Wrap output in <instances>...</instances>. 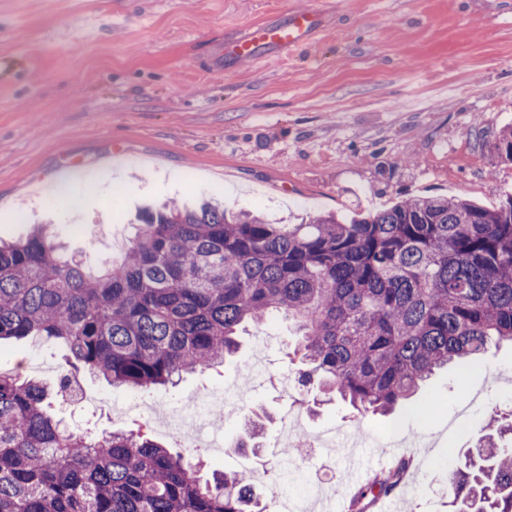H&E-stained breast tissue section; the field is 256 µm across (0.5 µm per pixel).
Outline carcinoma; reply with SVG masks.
I'll return each mask as SVG.
<instances>
[{"instance_id":"1","label":"carcinoma","mask_w":512,"mask_h":512,"mask_svg":"<svg viewBox=\"0 0 512 512\" xmlns=\"http://www.w3.org/2000/svg\"><path fill=\"white\" fill-rule=\"evenodd\" d=\"M492 150L512 163V130ZM294 322L304 366L359 413L388 414L451 363L512 343V195L496 208L423 196L347 222L268 224L214 205L141 217L93 272L45 233L0 245V340L63 341L70 367L148 391L236 353L244 323ZM448 474V512H512V417ZM146 432H73L36 380L0 373V512H266L244 477ZM408 467L362 487L392 490Z\"/></svg>"}]
</instances>
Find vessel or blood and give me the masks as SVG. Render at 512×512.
Instances as JSON below:
<instances>
[{
  "label": "vessel or blood",
  "mask_w": 512,
  "mask_h": 512,
  "mask_svg": "<svg viewBox=\"0 0 512 512\" xmlns=\"http://www.w3.org/2000/svg\"><path fill=\"white\" fill-rule=\"evenodd\" d=\"M319 17V12L313 9L290 10L284 19L256 24L225 44L224 59L240 62L288 52L309 41Z\"/></svg>",
  "instance_id": "b4317fda"
}]
</instances>
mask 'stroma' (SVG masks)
<instances>
[{
	"label": "stroma",
	"mask_w": 512,
	"mask_h": 512,
	"mask_svg": "<svg viewBox=\"0 0 512 512\" xmlns=\"http://www.w3.org/2000/svg\"><path fill=\"white\" fill-rule=\"evenodd\" d=\"M316 8L323 26L292 53L218 66L227 41L291 9ZM0 56L17 75L0 83V240L44 229L68 255L95 266L130 243L146 207L222 202L272 224L326 212L352 217L425 195L492 208L512 194V163L488 142L512 127V0H0ZM15 206L2 210L6 200ZM224 365L143 393L80 376L82 405L55 407L63 424L99 432L131 428L120 414L151 403L178 417L201 390L222 392L212 428L220 448H182L205 469L265 471L305 457L275 505L311 486L349 512L367 482L348 448L366 436L384 468L390 441L412 445V466L388 496L392 512H448V451L468 448L490 418L512 414V346L482 368L438 372L407 407L357 420L342 401L314 405L283 350L297 338L277 317L241 335ZM66 348L34 338L0 342V372L57 385ZM301 414L332 448H278L282 418ZM259 418L258 450L241 447Z\"/></svg>",
	"instance_id": "stroma-1"
}]
</instances>
